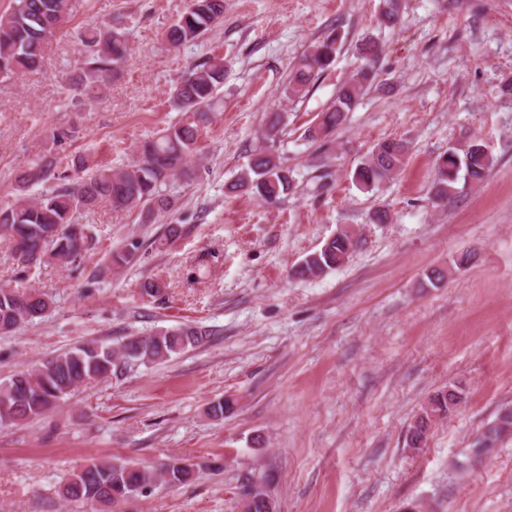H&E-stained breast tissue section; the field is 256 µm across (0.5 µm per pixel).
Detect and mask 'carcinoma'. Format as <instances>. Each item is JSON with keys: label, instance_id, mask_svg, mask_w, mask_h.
I'll return each mask as SVG.
<instances>
[{"label": "carcinoma", "instance_id": "cac0c4a2", "mask_svg": "<svg viewBox=\"0 0 512 512\" xmlns=\"http://www.w3.org/2000/svg\"><path fill=\"white\" fill-rule=\"evenodd\" d=\"M70 2L12 0L10 8L0 13V76L9 78L41 67L46 46L70 14ZM223 17L224 0H188L165 38L175 48L195 43ZM380 18L386 27L398 24L400 0H384ZM338 41L339 34L332 32L302 54L291 68L288 97H303L309 84L335 62ZM80 42L81 67L65 79L64 89L74 98H97L129 60L128 39L120 28L93 27L85 30ZM378 55L379 45L374 42L363 48L364 64L340 86L335 101L321 113L319 121L306 129L308 140L326 138L343 123L347 112L377 80ZM223 84L224 59L208 57L196 65L173 89L172 99L180 118L143 141L137 156L125 166L100 165L86 154L59 159L50 153L37 157L18 176L14 200L0 205V237L11 245V257L21 272L27 276L54 261L72 264L94 248L93 226L74 222L73 216L80 209L89 210L105 202L114 209L139 207L149 214L172 210L175 201L167 193V185L197 153L200 132L220 106L218 90ZM283 125L282 113H269L263 138L275 142ZM406 152L403 141L382 140L354 170L353 180L365 189L379 187L398 174ZM492 164V156L481 144H471L462 151L448 148L436 162L434 195L450 197L461 178L481 181ZM71 171L79 175L74 182L69 181ZM231 188L274 204L292 194L295 185L288 169L267 147L253 154L247 170ZM352 237L351 231L340 230L319 250L306 255L294 275L304 279L341 266L357 246ZM52 304V296L32 286L1 285L0 333H12L35 322ZM203 336L201 329L183 325L149 336H128L115 346L93 341L60 353L0 384V427L40 419L69 399L78 386L108 377L128 364L167 360L196 346ZM461 401L462 391L452 385L434 393L415 416L407 440L409 448L418 449V439ZM193 476L192 464L185 461L152 472L128 461L98 460L73 474L61 495L94 509L146 496L158 483L183 485ZM273 481L265 471L242 477L244 512H276Z\"/></svg>", "mask_w": 512, "mask_h": 512}]
</instances>
